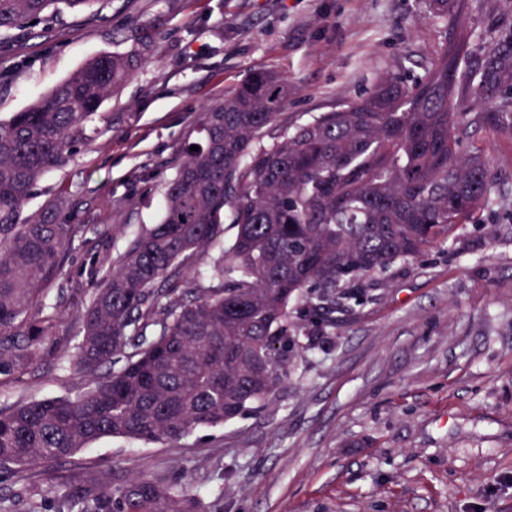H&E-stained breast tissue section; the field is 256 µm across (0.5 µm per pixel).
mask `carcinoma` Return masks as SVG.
I'll use <instances>...</instances> for the list:
<instances>
[{
    "instance_id": "obj_1",
    "label": "carcinoma",
    "mask_w": 512,
    "mask_h": 512,
    "mask_svg": "<svg viewBox=\"0 0 512 512\" xmlns=\"http://www.w3.org/2000/svg\"><path fill=\"white\" fill-rule=\"evenodd\" d=\"M100 0H0V33L27 32ZM451 41L409 82L373 90L296 124L280 121L288 83L258 71L202 113L143 229L89 295L74 397L0 404V475L60 464L103 437L177 443L273 403L302 339L363 303L362 279L457 238L495 202L478 136L512 138V16L491 15L473 47L470 0H429ZM144 51L98 55L27 109L0 118V384L31 372L56 340L61 284L79 224L26 215L39 181L65 166L106 119L102 104ZM199 150L192 151L190 146ZM237 227L224 243V223ZM211 256L209 284L189 268ZM301 305L298 320L292 305ZM199 498L147 476L89 477L57 512H200Z\"/></svg>"
}]
</instances>
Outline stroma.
<instances>
[{
  "mask_svg": "<svg viewBox=\"0 0 512 512\" xmlns=\"http://www.w3.org/2000/svg\"><path fill=\"white\" fill-rule=\"evenodd\" d=\"M446 30L428 0H103L94 15L58 14L41 36H0L1 117L96 55L159 39L103 103L89 144L25 208H59L84 232L46 298L63 313L59 344L31 376L1 385L0 402L85 388L67 351L80 340V297L96 286L89 267L118 260L160 221L201 112L267 70L291 88L286 118L306 120L367 95L381 73L423 75ZM481 145L497 194L512 198V140L487 131ZM107 469L116 484L144 474L190 488L202 512H512V210L484 208L453 247L369 279L367 300L299 351L273 404L175 447L101 439L15 474L0 502L49 506L74 478Z\"/></svg>",
  "mask_w": 512,
  "mask_h": 512,
  "instance_id": "stroma-1",
  "label": "stroma"
}]
</instances>
